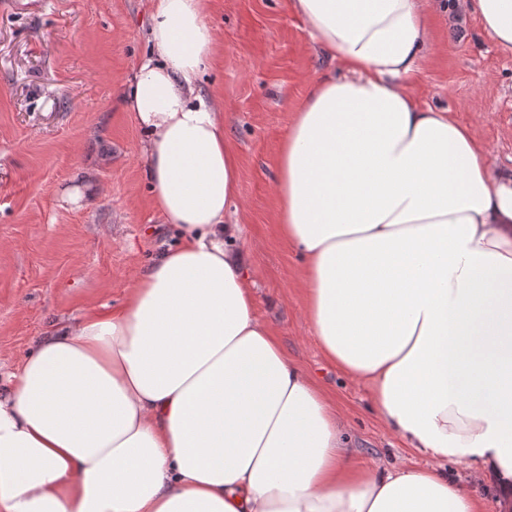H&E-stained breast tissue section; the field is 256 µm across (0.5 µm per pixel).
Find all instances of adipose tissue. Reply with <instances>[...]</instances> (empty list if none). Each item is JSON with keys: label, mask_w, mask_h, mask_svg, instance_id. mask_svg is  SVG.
Returning a JSON list of instances; mask_svg holds the SVG:
<instances>
[{"label": "adipose tissue", "mask_w": 512, "mask_h": 512, "mask_svg": "<svg viewBox=\"0 0 512 512\" xmlns=\"http://www.w3.org/2000/svg\"><path fill=\"white\" fill-rule=\"evenodd\" d=\"M512 53V0H461ZM345 77L283 139L277 224L308 327L436 469L353 463L341 417L256 313L237 161L200 79L203 0H155L121 100L179 239L124 303L51 327L0 386V512H482L447 460L512 499V171L407 89L419 0H289Z\"/></svg>", "instance_id": "adipose-tissue-1"}]
</instances>
